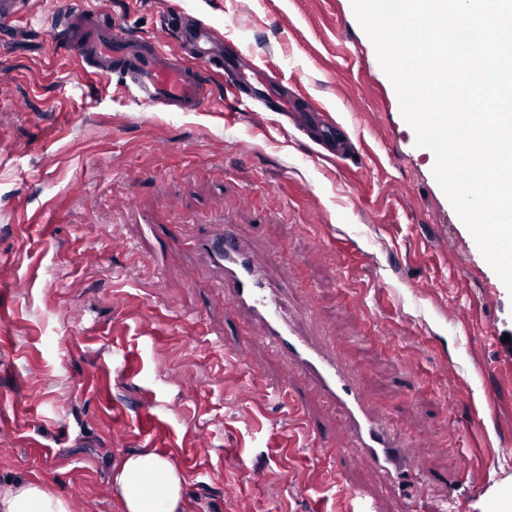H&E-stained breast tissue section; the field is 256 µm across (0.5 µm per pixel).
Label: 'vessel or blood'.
I'll return each mask as SVG.
<instances>
[{
  "instance_id": "1",
  "label": "vessel or blood",
  "mask_w": 512,
  "mask_h": 512,
  "mask_svg": "<svg viewBox=\"0 0 512 512\" xmlns=\"http://www.w3.org/2000/svg\"><path fill=\"white\" fill-rule=\"evenodd\" d=\"M31 12V0H0V37L17 40L15 23ZM175 18V33L191 47L194 65H184L157 40L127 36L103 4L89 7L79 0H58L40 27L55 46L85 63L94 76L114 79L115 93L132 94L143 108L200 111L215 99L212 77L220 69L249 98L264 101L268 110L287 111V96L265 80L262 68L243 51L225 48L224 36L214 26L185 22L180 11ZM192 246L217 287L223 288L225 310L233 316L248 315L255 326L254 334L230 352L237 364L250 365L253 345L270 350L285 365L284 385L303 379L311 395L336 405L358 459L389 481L410 480L419 489L442 486V478L418 469L419 451L401 429L369 413L365 388L340 364L333 340L320 343L303 334L287 284L268 277L231 225H198Z\"/></svg>"
}]
</instances>
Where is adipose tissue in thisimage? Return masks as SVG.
I'll use <instances>...</instances> for the list:
<instances>
[{"instance_id": "obj_1", "label": "adipose tissue", "mask_w": 512, "mask_h": 512, "mask_svg": "<svg viewBox=\"0 0 512 512\" xmlns=\"http://www.w3.org/2000/svg\"><path fill=\"white\" fill-rule=\"evenodd\" d=\"M185 476L169 457L144 449L122 457L112 468L115 512H189ZM0 512H70L68 501L44 483L0 484Z\"/></svg>"}]
</instances>
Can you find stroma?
<instances>
[{
	"mask_svg": "<svg viewBox=\"0 0 512 512\" xmlns=\"http://www.w3.org/2000/svg\"><path fill=\"white\" fill-rule=\"evenodd\" d=\"M124 32L166 47L164 9L237 40L301 110L324 109L344 153L279 114L143 110L48 35L0 48V483L37 479L81 512H114L110 473L153 448L186 477L191 512H437L349 463L335 410L271 406L283 364L255 348L201 273L197 224L236 225L288 282L311 336H335L365 385L457 489L460 512H512V294L433 176L351 0H108ZM180 232H173V225ZM441 446H433V439Z\"/></svg>",
	"mask_w": 512,
	"mask_h": 512,
	"instance_id": "stroma-1",
	"label": "stroma"
}]
</instances>
